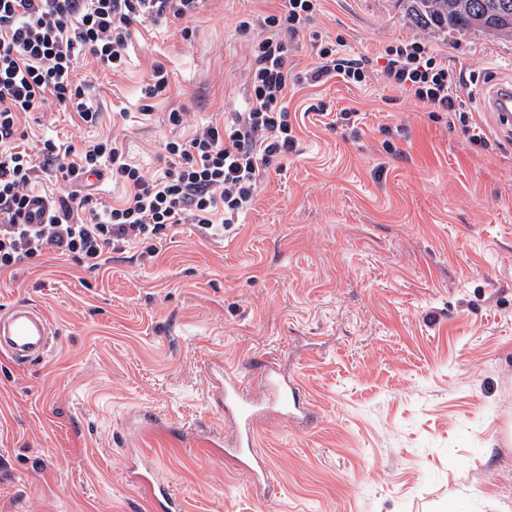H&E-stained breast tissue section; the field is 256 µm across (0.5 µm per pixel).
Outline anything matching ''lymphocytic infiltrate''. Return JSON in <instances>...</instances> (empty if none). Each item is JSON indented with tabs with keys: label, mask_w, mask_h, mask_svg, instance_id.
Masks as SVG:
<instances>
[{
	"label": "lymphocytic infiltrate",
	"mask_w": 512,
	"mask_h": 512,
	"mask_svg": "<svg viewBox=\"0 0 512 512\" xmlns=\"http://www.w3.org/2000/svg\"><path fill=\"white\" fill-rule=\"evenodd\" d=\"M201 0H0V275L48 256L66 257L97 271L114 252L140 243L156 256L151 242L174 236L190 224L202 236L232 232L264 184L268 170L294 153L297 138L284 99L289 86L316 85L337 75L346 82L366 80L364 63L340 58L320 47L318 63L301 72L288 66L286 39L296 36L317 11V0H278L263 19L265 36L253 41L250 95L245 111L231 122L212 124L183 137L188 113L174 110L166 122L167 166L152 177L129 164L116 139L83 147L41 140L36 154L10 150L23 114L55 105L86 124L99 120L74 72L82 56L106 71H121L135 24L145 19L181 22L191 38L190 19ZM383 77L409 91L430 113L447 112L464 122L473 145L484 147L483 127L471 121L447 64L421 38L386 49ZM54 170L63 191L40 218L28 210L37 165ZM129 188L117 205L93 200L80 186L102 165Z\"/></svg>",
	"instance_id": "lymphocytic-infiltrate-1"
}]
</instances>
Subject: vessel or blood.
<instances>
[{"label": "vessel or blood", "instance_id": "vessel-or-blood-1", "mask_svg": "<svg viewBox=\"0 0 512 512\" xmlns=\"http://www.w3.org/2000/svg\"><path fill=\"white\" fill-rule=\"evenodd\" d=\"M53 336L47 317L39 310L22 303L0 312V354L25 363L48 351ZM265 395L255 398L247 393L238 376L217 369L215 394L224 427L227 431L224 445L237 466L251 471L264 483L272 485L273 473L257 449L256 426L268 412L301 422L309 421L311 411L302 398V387L297 380L281 378L276 367L262 372ZM141 482L149 486L153 512H181V497L167 483L151 484L148 475Z\"/></svg>", "mask_w": 512, "mask_h": 512}]
</instances>
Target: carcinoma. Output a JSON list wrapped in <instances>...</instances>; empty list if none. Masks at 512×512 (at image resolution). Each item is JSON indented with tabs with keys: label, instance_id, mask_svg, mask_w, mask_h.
Here are the masks:
<instances>
[{
	"label": "carcinoma",
	"instance_id": "obj_1",
	"mask_svg": "<svg viewBox=\"0 0 512 512\" xmlns=\"http://www.w3.org/2000/svg\"><path fill=\"white\" fill-rule=\"evenodd\" d=\"M411 11L448 29H475L512 40V0H410Z\"/></svg>",
	"mask_w": 512,
	"mask_h": 512
}]
</instances>
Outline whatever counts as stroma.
I'll list each match as a JSON object with an SVG mask.
<instances>
[{
    "label": "stroma",
    "mask_w": 512,
    "mask_h": 512,
    "mask_svg": "<svg viewBox=\"0 0 512 512\" xmlns=\"http://www.w3.org/2000/svg\"><path fill=\"white\" fill-rule=\"evenodd\" d=\"M321 3L289 66L322 42L365 58L368 79L289 88L297 151L235 233L187 224L152 259L134 249L95 273L60 259L0 275V309L37 307L56 336L38 363L0 355V512H148L131 456L171 481L183 512H512V140L476 94L512 81V40L424 26L406 0ZM275 7L202 0L189 41L178 22L138 25L122 72L88 57L76 68L99 124L52 106L18 146L116 134L128 161L161 172L167 112H189L195 130L245 111L261 30L237 24ZM415 37L456 74L489 148L385 84V48ZM157 64L171 93L148 105ZM342 111L357 128L337 127ZM268 363L313 410L305 425L259 421L273 490L206 443L209 365L258 397ZM150 413L166 434L139 432ZM185 430L203 441L183 445Z\"/></svg>",
    "instance_id": "obj_1"
}]
</instances>
